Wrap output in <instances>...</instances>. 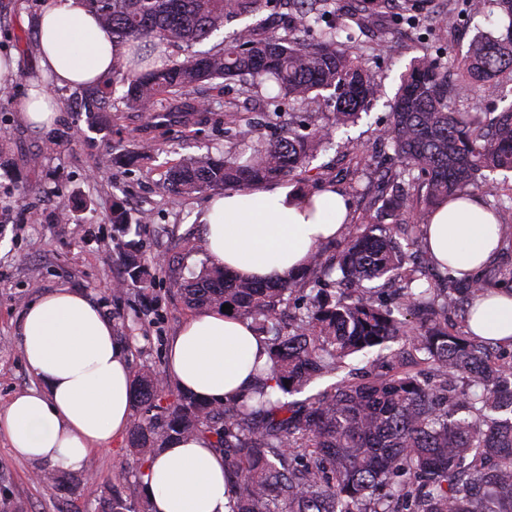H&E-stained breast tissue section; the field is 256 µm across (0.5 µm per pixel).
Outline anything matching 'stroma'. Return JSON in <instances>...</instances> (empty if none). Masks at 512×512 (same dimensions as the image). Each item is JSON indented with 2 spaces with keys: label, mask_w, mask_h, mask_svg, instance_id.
Returning a JSON list of instances; mask_svg holds the SVG:
<instances>
[{
  "label": "stroma",
  "mask_w": 512,
  "mask_h": 512,
  "mask_svg": "<svg viewBox=\"0 0 512 512\" xmlns=\"http://www.w3.org/2000/svg\"><path fill=\"white\" fill-rule=\"evenodd\" d=\"M41 5L42 0H0V56L14 58L17 65L15 77L0 82V156L5 159L0 165V409L34 384L15 336L21 315L30 302L56 288L93 296L112 319L131 371L145 365L165 370L167 345L192 312L172 296L162 258L203 237L200 216L213 196L209 190L168 193L163 185L167 169L189 155H220L225 147L241 145L246 129L226 123L228 102L269 138L291 126L308 132L327 124L330 116L320 101L304 109L283 106L278 117L267 119L262 101L230 80L220 88L205 84L197 89L196 101L207 107L200 122L155 130L144 113L128 111L116 98L107 125L92 129L85 113L71 107L79 90L57 87L54 122L32 129L21 120L18 105L38 73L29 20ZM505 26L497 16L482 13L451 27L435 15L400 25L383 17L366 29L352 53L373 72L379 96L355 124L338 133L333 148L310 163L304 190L336 189L349 204L351 223H384L374 203L380 191L356 173V161L385 148L388 103L414 56L412 43L452 52L460 60L474 37L501 34ZM147 139L156 144L151 155H139L130 164L120 161V154L138 152ZM117 203L144 218L135 234L148 283L144 290L132 284L120 293L112 290L125 272L124 250L113 241L110 223ZM64 207L70 213L61 222L57 213ZM40 471L39 465L16 459L0 437V512H98L109 484L127 493L141 489L123 437L111 449L93 453L72 481L50 488L39 480Z\"/></svg>",
  "instance_id": "1"
}]
</instances>
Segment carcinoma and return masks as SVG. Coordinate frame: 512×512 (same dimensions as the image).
Wrapping results in <instances>:
<instances>
[{"instance_id": "cac0c4a2", "label": "carcinoma", "mask_w": 512, "mask_h": 512, "mask_svg": "<svg viewBox=\"0 0 512 512\" xmlns=\"http://www.w3.org/2000/svg\"><path fill=\"white\" fill-rule=\"evenodd\" d=\"M120 41H158L191 49L270 0H85ZM394 0L336 20V0H286L288 24L261 34L242 27L205 51L158 63L122 61L112 78L81 93L91 124L122 91L126 107L149 114L152 126L188 121L204 108L191 101L199 84L242 78L267 85L271 111L281 101L303 105L332 91L328 126L273 140L250 138L217 158L187 159L166 172L174 194L236 188L290 177L333 142L377 98L373 74L340 48V36L369 26ZM512 81V25L469 49L458 82L478 93ZM448 58L414 57L390 106L387 141L396 177L417 186L419 217L444 200L482 192L493 210H512V186L492 175L512 172V103L489 129L466 109L448 104ZM358 164L381 191L380 210L392 224H351L332 262L323 248L288 281H247L206 258L169 286L191 310L232 306L267 345L269 368L241 401L207 403L182 392L152 367L133 380L128 447L139 467L176 439L202 436L224 455L230 512H512V362L502 346L448 328V311L501 284L494 278L429 276L432 262L415 248L420 224H401L407 197L390 189L383 162ZM112 238L123 241L126 274L140 277L131 216L112 210ZM398 276L405 285L391 308L367 297V284ZM307 299L294 323L281 325L293 294ZM403 343L404 359L392 350ZM387 351L363 375L304 400L292 398L316 380L346 368V359ZM103 512H150L147 499L112 492Z\"/></svg>"}]
</instances>
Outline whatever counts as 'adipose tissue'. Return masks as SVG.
I'll return each mask as SVG.
<instances>
[{"label":"adipose tissue","instance_id":"obj_1","mask_svg":"<svg viewBox=\"0 0 512 512\" xmlns=\"http://www.w3.org/2000/svg\"><path fill=\"white\" fill-rule=\"evenodd\" d=\"M32 26L41 77L32 81L20 115L40 129L57 114L53 87L98 84L127 58L130 45L113 39L84 0H44ZM347 220L348 206L335 190L306 194L277 185L217 195L201 218L212 260L265 280L294 276L316 245L345 233ZM422 246L440 265L472 278L498 255L501 226L474 196L431 214ZM469 330L512 347V294L478 297ZM17 341L38 385L0 411V436L17 458L82 470L94 452L126 433L132 419L129 357L111 320L90 295L58 288L29 304ZM266 360L246 321L207 309L171 338L166 373L182 389L220 403L248 396L251 370ZM144 484L152 512H230L224 458L203 437L157 453Z\"/></svg>","mask_w":512,"mask_h":512}]
</instances>
